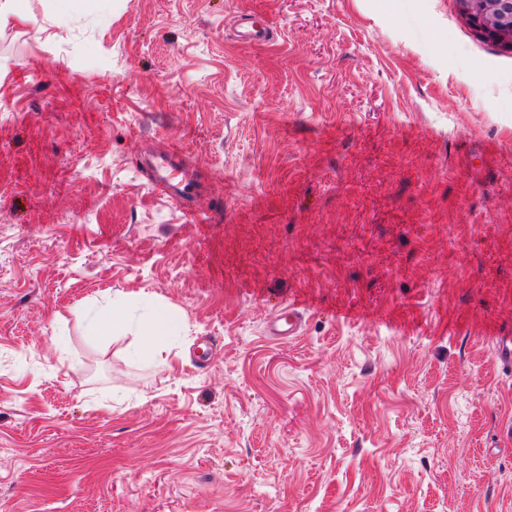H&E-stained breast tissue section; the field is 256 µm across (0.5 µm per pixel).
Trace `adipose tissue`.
Here are the masks:
<instances>
[{
	"label": "adipose tissue",
	"mask_w": 512,
	"mask_h": 512,
	"mask_svg": "<svg viewBox=\"0 0 512 512\" xmlns=\"http://www.w3.org/2000/svg\"><path fill=\"white\" fill-rule=\"evenodd\" d=\"M182 318L179 313L162 303L152 304L148 315L138 327L134 353L151 360L161 369L172 366L169 345L179 335Z\"/></svg>",
	"instance_id": "ef3b65f1"
}]
</instances>
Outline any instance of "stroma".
Wrapping results in <instances>:
<instances>
[{
  "mask_svg": "<svg viewBox=\"0 0 512 512\" xmlns=\"http://www.w3.org/2000/svg\"><path fill=\"white\" fill-rule=\"evenodd\" d=\"M171 142L193 223L152 188ZM293 298L300 336H267ZM153 301L184 323L169 371L128 353ZM499 336L512 52L456 0L0 23V512H512ZM259 18L256 15L246 18L243 25V31H241V37L245 38L246 43L250 44H265L271 40L272 30L270 27L262 22L255 21L254 19ZM132 298L112 299L105 307H90V326L94 336L114 337L129 322Z\"/></svg>",
  "mask_w": 512,
  "mask_h": 512,
  "instance_id": "1",
  "label": "stroma"
}]
</instances>
